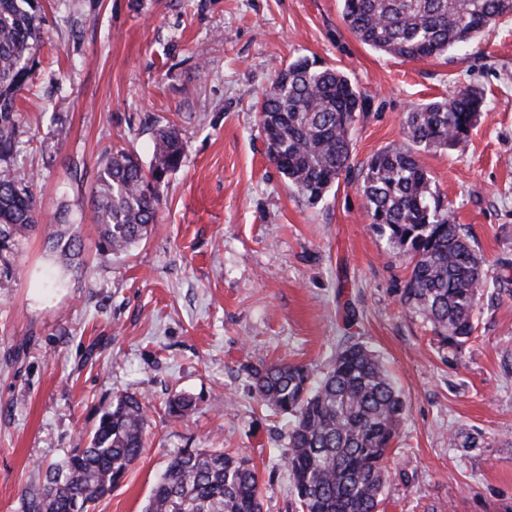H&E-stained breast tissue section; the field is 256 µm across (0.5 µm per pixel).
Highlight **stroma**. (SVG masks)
Returning <instances> with one entry per match:
<instances>
[{"mask_svg":"<svg viewBox=\"0 0 512 512\" xmlns=\"http://www.w3.org/2000/svg\"><path fill=\"white\" fill-rule=\"evenodd\" d=\"M43 2L14 172L33 180L44 221L80 227L85 250L69 268L37 232L0 278V512H23L124 393L150 406L148 443L94 512H143L185 448L248 456L262 512H295L289 419L257 401L250 370L321 374L347 340L381 357L406 406L384 512H512V16L403 61L360 42L340 0ZM300 56L341 69L366 101L350 170L315 206L269 159L257 112ZM465 87L485 94L466 143L420 159L502 286L485 289L454 355L401 305L408 265L369 227L359 174L402 141L413 106ZM169 125L184 159L153 232L124 255L96 249L101 158L126 148L150 165ZM183 393L195 407L172 419L166 404Z\"/></svg>","mask_w":512,"mask_h":512,"instance_id":"stroma-1","label":"stroma"}]
</instances>
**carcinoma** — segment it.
I'll use <instances>...</instances> for the list:
<instances>
[{
  "mask_svg": "<svg viewBox=\"0 0 512 512\" xmlns=\"http://www.w3.org/2000/svg\"><path fill=\"white\" fill-rule=\"evenodd\" d=\"M41 0H0V267L9 273L20 242L37 229L72 260L84 250L79 232L44 224L33 180L13 172L18 152L17 97L31 78L43 41ZM512 0H342V17L367 46L403 60L438 57L472 41L503 16ZM483 92L465 88L447 100L410 109L404 141L371 157L360 190L369 226L411 268L401 303L429 324L455 353L475 332L483 260L455 223L419 158L422 149L454 150L484 108ZM365 100L348 77L315 59L290 62L262 96L260 126L269 158L299 196L315 205L350 167L352 129ZM178 132L161 130L153 162L118 150L98 166L91 203L97 246L124 253L156 224L159 189L182 166ZM258 399L291 417L288 468L296 512H379L386 462L403 421L404 404L380 359L360 343L336 348L319 381L296 363L252 370ZM193 399L167 403L183 418ZM147 405L127 393L102 407L87 447L50 470L27 512H91L119 484L145 443ZM256 468L245 456L184 450L155 483L145 512H262Z\"/></svg>",
  "mask_w": 512,
  "mask_h": 512,
  "instance_id": "cac0c4a2",
  "label": "carcinoma"
}]
</instances>
